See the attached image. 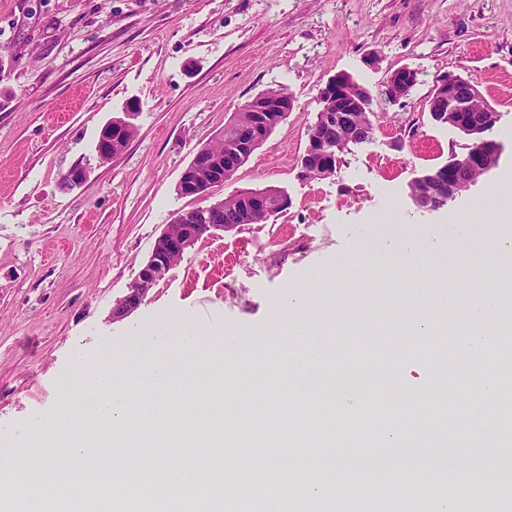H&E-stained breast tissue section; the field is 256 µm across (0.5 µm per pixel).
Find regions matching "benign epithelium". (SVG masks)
<instances>
[{"label": "benign epithelium", "mask_w": 512, "mask_h": 512, "mask_svg": "<svg viewBox=\"0 0 512 512\" xmlns=\"http://www.w3.org/2000/svg\"><path fill=\"white\" fill-rule=\"evenodd\" d=\"M418 81V72L410 67L394 70L385 82L384 94L391 101L407 96ZM484 100L476 82L458 74L444 73L433 85L430 101L435 109L434 120L448 124L473 140V149L464 157L448 162V165L423 176L425 191L413 195L414 203L427 210L437 209L455 199L469 188L458 178L457 171L464 167L484 174L490 171L498 155L496 144L485 138L490 121L498 119V113L484 105L473 113V104ZM323 111L322 133H311L299 175L304 180L330 175L331 165L314 163L320 155L336 152L334 131L352 123L351 113L368 110L367 92H354V82L349 76L340 74L327 82L321 92ZM294 101L286 92L272 97L267 93L248 101L243 111L250 113L249 119L235 120L224 136L231 141V154L220 158L208 148L198 149L190 163L182 171L177 182L178 191L191 197H203L210 189L231 179L239 169L235 156L250 154L264 144L275 128L292 111ZM133 110L126 109L125 117L112 119L102 130L96 145L99 159L121 153L126 146L125 132L132 126L127 116ZM245 204L244 218L256 212L268 213L288 206V198L279 190L248 192L242 195ZM213 206L199 207L175 214L170 224L154 242L148 261L141 267L137 277L112 308V319L122 320L136 311L147 298L152 288L176 266V261L205 237L221 231L240 228L238 224L212 223Z\"/></svg>", "instance_id": "7a95c632"}]
</instances>
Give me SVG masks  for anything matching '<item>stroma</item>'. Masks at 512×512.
Here are the masks:
<instances>
[{"instance_id": "1", "label": "stroma", "mask_w": 512, "mask_h": 512, "mask_svg": "<svg viewBox=\"0 0 512 512\" xmlns=\"http://www.w3.org/2000/svg\"><path fill=\"white\" fill-rule=\"evenodd\" d=\"M402 66L419 81L388 101L383 85ZM446 72L477 82L497 109L490 136L501 150L468 191L423 210L412 182L469 146L428 112ZM339 74L371 91L377 131L334 175L301 179L321 91ZM274 84L293 98L292 112L208 199L274 186L288 207L267 223L200 239L139 309L113 320L116 299L172 216L204 202L178 193L183 169ZM132 102L135 137L101 162L102 128ZM77 165L86 180L64 189L62 174ZM467 214L463 246L448 226ZM492 223L512 234V0H0V458L37 429L76 425L98 437L84 392L93 380L129 392L154 429L199 437L254 422L251 461L261 465L272 453L257 426L263 408L277 403L281 424L293 427L307 398L298 376L317 369L335 417L298 459L370 456L451 478L481 448L484 481L493 483L502 458L488 453L487 436L499 431L512 390L478 409L455 397L429 403L471 332L483 335L486 378L495 374L502 335L484 301L512 303V264L467 289L462 262L488 255ZM394 229L422 248L438 280L387 288ZM348 265L357 276L340 281ZM290 289L303 300L286 314ZM423 317L435 318L447 341L408 340ZM297 320L319 323L318 356L291 335ZM158 336L195 371L166 387L133 388L134 363L153 355ZM228 336L250 340V350L225 353ZM372 402L383 406L386 428L404 430L401 447L364 441L356 420Z\"/></svg>"}]
</instances>
